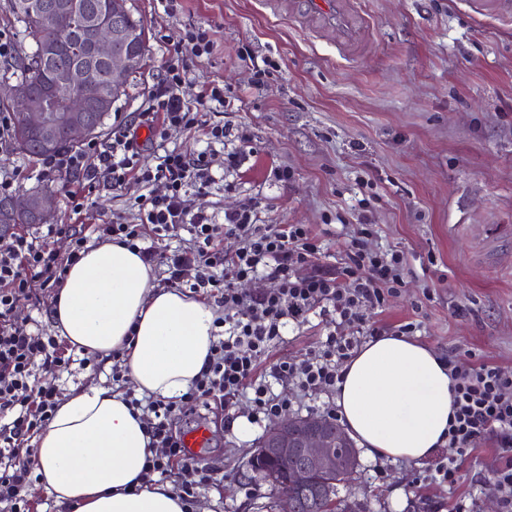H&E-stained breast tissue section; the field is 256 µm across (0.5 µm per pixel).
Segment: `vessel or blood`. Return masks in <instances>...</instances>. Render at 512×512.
Returning <instances> with one entry per match:
<instances>
[{"label": "vessel or blood", "instance_id": "b4317fda", "mask_svg": "<svg viewBox=\"0 0 512 512\" xmlns=\"http://www.w3.org/2000/svg\"><path fill=\"white\" fill-rule=\"evenodd\" d=\"M469 5L481 15L512 17V0H469ZM290 6L309 27L333 34L348 54L362 49L367 22L355 0H291Z\"/></svg>", "mask_w": 512, "mask_h": 512}]
</instances>
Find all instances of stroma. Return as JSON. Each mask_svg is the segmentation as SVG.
I'll use <instances>...</instances> for the list:
<instances>
[{
  "instance_id": "35a3bbf8",
  "label": "stroma",
  "mask_w": 512,
  "mask_h": 512,
  "mask_svg": "<svg viewBox=\"0 0 512 512\" xmlns=\"http://www.w3.org/2000/svg\"><path fill=\"white\" fill-rule=\"evenodd\" d=\"M167 14L159 0H128L145 26L146 53L100 133L108 139L162 84L174 47L191 26L209 28L211 55L184 61L186 99L218 85L229 107L210 122L227 125V147L250 137L237 173L217 178L209 194L188 192L191 211L223 222L225 211L253 199L265 224H303L317 235L320 268L335 270L367 213L373 249L403 251L405 288L369 312L370 324L396 329L418 323L415 341L468 367L512 373V18L472 12L464 0H358L371 33L354 56L332 35L289 14L272 15L263 0H179ZM0 30L14 41L0 59V83L15 82L32 41L0 0ZM274 64L263 86L253 83L250 55ZM23 170L21 189L36 185L54 196L55 221L91 232L93 225L133 222L135 184L101 182L87 214L68 208L72 176L44 174L39 159L0 151V166ZM288 168L290 182L275 172ZM312 313L284 331L274 358L304 355L333 331ZM247 407H197L180 432L206 426L200 456L224 481L197 491L191 512H282L268 485L246 462L266 422L239 437L229 418ZM496 450L484 442L466 459L452 488L431 484L425 463L360 453V467L340 497L360 512H498L489 477Z\"/></svg>"
}]
</instances>
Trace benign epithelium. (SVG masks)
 I'll return each instance as SVG.
<instances>
[{"mask_svg":"<svg viewBox=\"0 0 512 512\" xmlns=\"http://www.w3.org/2000/svg\"><path fill=\"white\" fill-rule=\"evenodd\" d=\"M126 2L108 0L106 14L88 17L83 28L73 34L67 30L61 32L63 37L77 35L85 42L90 59L109 68L112 88L98 83L92 76V69L80 63L55 71L53 92L54 98L63 101L61 107L50 105L48 98L32 94L23 85L7 87L9 97L23 110L27 128L43 149L56 148L57 131L61 127L68 131L72 143L95 135L97 127L86 118L88 106L93 105L105 113L111 111L113 96L121 90L133 58L128 50L130 11ZM74 8L70 0H48L41 18L47 24H54L61 14ZM13 210H24L46 221L52 217V201L49 195L38 190L13 201L11 207L0 214V236L14 229L9 223ZM353 447L355 444L345 429L323 416H287L266 429L258 442V451L249 459V467L269 482L271 464L290 459L294 466L288 470V482L298 490H312L322 499L326 487L313 486L312 475H331L341 467L355 466L357 457L351 451Z\"/></svg>","mask_w":512,"mask_h":512,"instance_id":"obj_1","label":"benign epithelium"}]
</instances>
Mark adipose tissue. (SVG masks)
<instances>
[{
	"instance_id": "adipose-tissue-1",
	"label": "adipose tissue",
	"mask_w": 512,
	"mask_h": 512,
	"mask_svg": "<svg viewBox=\"0 0 512 512\" xmlns=\"http://www.w3.org/2000/svg\"><path fill=\"white\" fill-rule=\"evenodd\" d=\"M136 252L114 242L88 247L52 308L53 328L75 350L119 353L137 396L175 399L199 376L217 312L203 295L160 288ZM451 380L441 355L405 336H380L344 366L340 416L368 454L428 459L447 442ZM142 409L123 391L70 387L30 457L38 485L68 512H185L170 484L146 489L152 456Z\"/></svg>"
}]
</instances>
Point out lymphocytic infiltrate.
<instances>
[{
  "label": "lymphocytic infiltrate",
  "instance_id": "f902f5d3",
  "mask_svg": "<svg viewBox=\"0 0 512 512\" xmlns=\"http://www.w3.org/2000/svg\"><path fill=\"white\" fill-rule=\"evenodd\" d=\"M178 68H170L161 89L137 114L139 127L150 136L168 139L175 131L202 129L210 143H223L225 126L208 122L198 103L182 92ZM142 144L129 127L117 126L109 139L88 143L83 150L45 161L46 172L66 173L91 187L101 178L112 184L135 181L138 221L134 224H98V242H115L139 250L144 260L166 266L168 287H189L216 297L224 305L210 355L194 387L179 400L131 398L133 406H146V432L155 454L140 474L143 485L173 481L183 501L196 489L219 484L217 468L185 453L183 438L173 430L175 418L209 401L225 407L247 402L253 417L272 419L289 405L274 395L257 370L267 366L272 378L295 385L304 393L336 390L343 367L367 339L380 336L369 326L367 312L383 308L389 296L405 284V258L397 251L368 247V228L353 235L338 273L318 268L321 246L301 224H262L258 206L245 202L225 211L223 223L205 213L191 211L186 193H208L215 182L210 152L190 157L170 152L156 166L141 163ZM163 192H156V185ZM190 227L195 245L183 252L159 254L144 247L147 236L170 237ZM71 239V250L60 256L55 237ZM237 239L239 248L225 252L224 241ZM85 236L68 224H50L38 234H15L0 248V507L5 512H28L26 490L32 469L23 459L25 442L45 429L59 402L54 376L68 368L71 354L52 336L28 332L15 322L20 303L44 305L77 262ZM263 279L267 288L249 294L242 282ZM334 315L336 328L325 341L302 357L271 360L288 323L303 324L310 312ZM453 411L448 422V454L435 457L426 478L442 486L459 480L462 461L481 441L492 440L498 449L492 478L502 512H512V374L483 365L463 367L448 357Z\"/></svg>",
  "mask_w": 512,
  "mask_h": 512
}]
</instances>
